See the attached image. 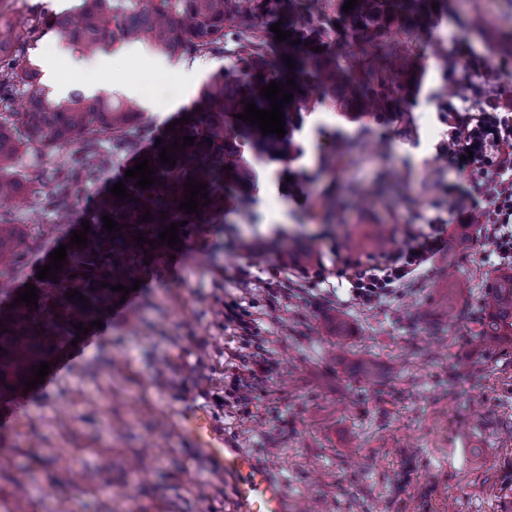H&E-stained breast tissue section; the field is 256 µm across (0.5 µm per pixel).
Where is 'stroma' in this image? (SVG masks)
I'll use <instances>...</instances> for the list:
<instances>
[{"label":"stroma","mask_w":512,"mask_h":512,"mask_svg":"<svg viewBox=\"0 0 512 512\" xmlns=\"http://www.w3.org/2000/svg\"><path fill=\"white\" fill-rule=\"evenodd\" d=\"M437 2L423 27L389 34L419 61L402 105L417 118L415 139L399 121L316 106L294 138L298 159L258 163L245 206L191 225L192 255L143 274L135 303L105 315L100 338L66 372L0 400V512H231L229 485L177 434L174 411L191 400L277 469L296 512H512V345L488 352L472 342L496 268L482 225L421 287L372 307L279 271L288 251L332 267L375 252L378 232L403 242L417 212L452 220L469 181L433 162L446 130L439 112L469 98L472 51L497 66L496 92L512 101V52L497 46L512 31V0ZM79 3L0 0V22L23 29ZM53 48L58 97L94 84L123 97L129 82L150 78L153 91L190 102L207 75L182 85L157 73L158 55L123 47L80 78L69 72L77 51L52 32L31 43L30 58L44 65ZM350 141L360 154L345 155ZM58 158L20 168L26 201L10 211L28 233L30 204L55 221ZM353 185L359 203L329 211ZM454 283L462 291L452 302ZM231 310L247 329L228 321ZM247 334L262 351L240 387ZM363 360L374 362L373 379L358 373ZM235 390L245 403L229 400ZM463 430L473 437L468 465L448 454Z\"/></svg>","instance_id":"35a3bbf8"}]
</instances>
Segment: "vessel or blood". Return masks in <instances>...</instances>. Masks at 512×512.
Here are the masks:
<instances>
[{"instance_id": "obj_1", "label": "vessel or blood", "mask_w": 512, "mask_h": 512, "mask_svg": "<svg viewBox=\"0 0 512 512\" xmlns=\"http://www.w3.org/2000/svg\"><path fill=\"white\" fill-rule=\"evenodd\" d=\"M177 430L181 441L229 484L233 512H291L292 500L275 469L241 448L203 405L182 407Z\"/></svg>"}]
</instances>
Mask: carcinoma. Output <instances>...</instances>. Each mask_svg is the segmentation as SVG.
I'll return each mask as SVG.
<instances>
[{"mask_svg": "<svg viewBox=\"0 0 512 512\" xmlns=\"http://www.w3.org/2000/svg\"><path fill=\"white\" fill-rule=\"evenodd\" d=\"M275 7L276 0H81L75 14L38 20L22 33L0 26V44L13 45L10 57L0 56V110L7 114L0 122L1 198L20 195L17 167L24 154H53L73 142L80 144L81 156L60 164L52 193L56 223H40V211L32 207V221L40 233H54L58 225L72 223L74 198L83 186L102 180L112 160L121 155L154 161L157 179L146 190L135 186L138 179H128L125 187L137 198L135 202L127 197L120 202L109 192L96 201L87 219L86 246L79 249L65 236L67 262L56 272L57 280L35 282L39 307L15 305V289L0 290L12 304L10 315L0 321L6 328L0 331L1 398L20 388V380L33 377L32 367L79 334L73 324L86 327L109 310L117 295L113 286L128 285L132 272L159 260L164 246L145 243L139 247L133 241L136 233L143 231L148 239L157 240L159 232L174 222L214 223L230 199L243 200L242 188L253 185V163L300 156L301 149L293 147V134L301 127L303 113L317 104L342 112L398 111L411 63L395 55L385 38L392 27L411 25L422 17L424 10L417 0H358L340 43L316 15L288 24L290 45L283 54L293 59L292 69L282 58H269L260 20ZM48 29L84 55L121 43L142 44L170 58L227 51L236 62L203 84L186 111L190 122L174 125V130L161 134L163 142L142 151L131 136V127L140 117L132 103L83 92L58 99L43 85L26 46ZM229 32L234 43L231 50L224 45ZM297 39L301 43L291 45ZM315 47L321 51H313ZM291 77L296 87H285L293 98L283 106L284 137L264 136L258 126L235 118L251 101L259 109H270L260 89ZM20 88L27 103L18 112L12 101ZM183 136L195 141L175 152V166L161 163L163 147L183 143ZM227 165L232 169H225ZM189 178L208 184L212 200L198 215L179 209ZM147 210L150 222L143 223L140 218ZM105 215L117 221L119 232L111 235L103 228ZM163 215L167 219H161ZM30 249V235L13 223L9 211H0V276L18 269ZM147 252L153 255L148 262ZM72 290L83 294L90 306L68 299L66 293ZM477 325L475 336L484 348L512 343V266L489 275Z\"/></svg>", "mask_w": 512, "mask_h": 512, "instance_id": "1", "label": "carcinoma"}]
</instances>
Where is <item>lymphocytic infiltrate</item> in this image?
I'll list each match as a JSON object with an SVG mask.
<instances>
[{
	"label": "lymphocytic infiltrate",
	"mask_w": 512,
	"mask_h": 512,
	"mask_svg": "<svg viewBox=\"0 0 512 512\" xmlns=\"http://www.w3.org/2000/svg\"><path fill=\"white\" fill-rule=\"evenodd\" d=\"M468 66L479 83L470 104L451 105L440 113L447 132L436 157L467 173L471 195L482 202L478 221L484 226L486 253L512 262V102L491 93L494 69L488 62L472 58ZM447 248V225L433 224L402 246L366 261L344 258L332 270L318 266L314 276L322 282L336 278L352 299L369 306L413 288Z\"/></svg>",
	"instance_id": "1"
}]
</instances>
